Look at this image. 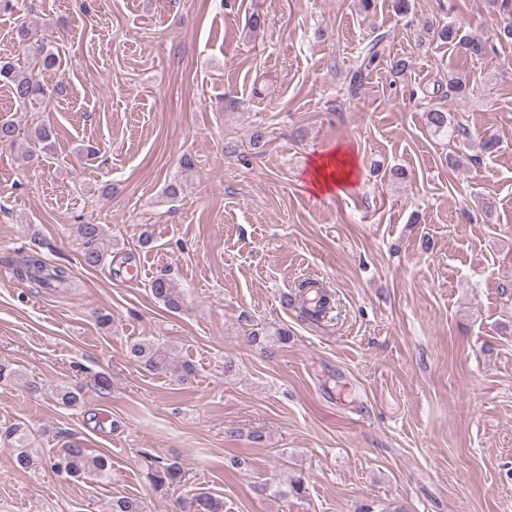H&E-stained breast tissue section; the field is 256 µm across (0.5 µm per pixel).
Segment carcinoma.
I'll use <instances>...</instances> for the list:
<instances>
[{"label": "carcinoma", "mask_w": 512, "mask_h": 512, "mask_svg": "<svg viewBox=\"0 0 512 512\" xmlns=\"http://www.w3.org/2000/svg\"><path fill=\"white\" fill-rule=\"evenodd\" d=\"M427 31L438 39L454 44L464 50L466 55L475 59H483L494 50L492 39L481 34H459V28L450 23L441 27L427 28ZM16 34L29 49L30 68L0 59V86L10 89L12 95L21 104L42 103L46 90L39 80L43 70L54 69L59 65V56L44 43L34 41L32 26L21 24ZM380 56L377 46L370 47L360 65L347 73L348 89L356 91L366 77V71ZM427 123L435 134L449 135L453 138L465 135V130L451 124L448 111L432 108L427 112ZM19 131L12 121L0 120V146L15 143ZM53 132L46 126H40L31 131L28 136V153L34 157L48 153L53 146ZM84 250L83 262L89 267H96L104 261V253L98 247L102 233L100 224H83L80 226ZM18 278L29 287L40 290L48 288H69L72 279L70 271L65 266H51L36 255H28L15 268ZM151 294L165 307L178 310L182 307L184 293L169 277L159 276L150 282ZM299 296L304 303V312L311 318H319L327 311L331 303V295L322 287L311 282L299 285ZM127 357L152 371H164L168 368L169 353L156 346L149 340L136 341L129 345ZM0 447L12 450L16 466L22 470L30 469L39 461L56 469L61 465L64 473L70 477L93 474L106 478L112 467L110 459L104 454H92L78 443H72L62 452L45 459L35 455L30 444L28 430L21 424H14L0 432ZM146 479L152 489L164 493L170 487L182 482V466L169 459L145 453ZM109 512H145L144 503L138 498L122 496L112 499ZM193 512H224V500L208 492H200L194 500Z\"/></svg>", "instance_id": "1"}]
</instances>
